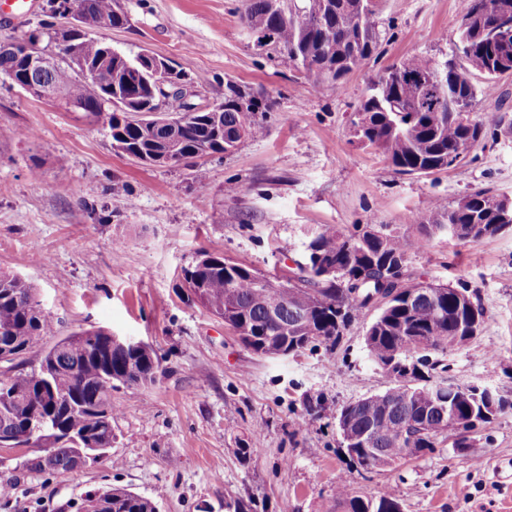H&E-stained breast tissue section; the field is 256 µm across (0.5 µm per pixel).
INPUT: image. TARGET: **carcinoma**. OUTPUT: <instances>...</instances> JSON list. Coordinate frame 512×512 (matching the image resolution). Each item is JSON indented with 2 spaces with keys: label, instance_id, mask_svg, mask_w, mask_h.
Returning <instances> with one entry per match:
<instances>
[{
  "label": "carcinoma",
  "instance_id": "1",
  "mask_svg": "<svg viewBox=\"0 0 512 512\" xmlns=\"http://www.w3.org/2000/svg\"><path fill=\"white\" fill-rule=\"evenodd\" d=\"M381 0H244L241 19L251 35L261 34L271 47L306 75L334 89L354 68L379 56ZM56 20L41 23L24 37L0 42V76H11L9 87L27 91L34 81L55 92L51 101L67 112H81L91 121L108 115V132L123 154L153 164L154 154L169 149L174 163L207 177L204 160L225 154L238 132L263 134L256 112H272L276 101L258 99L236 84H227L224 102L195 107L179 98L166 104L182 120L176 137L165 126H150L137 115L157 108L154 64L112 47L93 33L100 26L130 25L116 0H69ZM512 12V0H462L457 41L467 47L443 62L414 56L384 69L369 88L357 112L366 116L367 147L381 153L402 175H429L460 165L485 140L484 123L457 104L473 107L477 96L496 86L499 72L491 62L512 65V40H488L487 30L501 12ZM429 72L435 83L407 75ZM482 78L484 85L475 83ZM497 195L477 190L463 208L436 200L429 215L404 228L383 230L365 225L363 235L335 226L322 227L309 241L306 264L298 265L297 283L277 295L266 288L267 277L253 268L200 252L184 270L194 302L222 318L251 352L266 358L294 356L315 341L336 345L351 312L370 303L375 282L390 281L392 298L368 327L367 357L391 378L380 393L344 406L337 417L347 429L350 461L369 472L406 457L435 452L447 440L457 451L468 448L462 432L473 421L512 412V396L497 395L488 408L487 390L474 385L434 382L447 368L445 355L466 345L474 317L485 323L486 310L476 291L459 287L475 306L460 300L450 286L411 281L407 253L412 239L445 232L449 216L466 233L459 241L497 236L487 231ZM336 265V278L322 275L314 257ZM34 288L25 279L0 272V343L11 342L17 361L0 370V439L28 433L41 420L50 440L51 458L36 457L30 469L63 474L75 467L76 449L85 436L103 448L112 447V391L138 388L155 381L158 360L143 342L115 345L112 334L86 329L47 348L38 368L26 369V355L45 336L55 333L48 316L35 310ZM342 512H400L393 494L381 489L370 496L354 495L342 482L336 489ZM78 512H154V502L123 487L86 495Z\"/></svg>",
  "mask_w": 512,
  "mask_h": 512
}]
</instances>
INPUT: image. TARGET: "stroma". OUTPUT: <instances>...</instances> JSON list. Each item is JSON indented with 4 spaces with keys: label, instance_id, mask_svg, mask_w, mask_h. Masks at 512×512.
<instances>
[{
    "label": "stroma",
    "instance_id": "stroma-1",
    "mask_svg": "<svg viewBox=\"0 0 512 512\" xmlns=\"http://www.w3.org/2000/svg\"><path fill=\"white\" fill-rule=\"evenodd\" d=\"M124 28H97L113 48L148 49L194 82L195 103L223 102L227 82L275 111L265 132L207 159L205 183L185 166L153 167L117 152L102 126L56 103L0 84V270L35 290L54 340L102 328L149 343L152 385L112 398L111 461L56 475L28 469L32 448H0V512H76L82 495L124 487L159 512H337L336 487L389 488L401 512H512V412L494 417L472 448L408 458L358 473L337 428L340 409L384 390L389 377L364 351L377 305L355 309L334 350L311 343L295 356L244 348L223 320L188 299L183 271L201 250L286 279L325 225L390 230L480 189L512 196V105L478 98L487 147L427 177L395 173L355 142L351 122L377 74L411 56L453 54L458 0H384L380 56L336 89L258 48L243 0H118ZM26 130L23 138L11 137ZM125 186L122 196L108 188ZM416 281H465L486 310L478 336L447 355L449 378L512 391V234L478 242L437 233L407 254Z\"/></svg>",
    "mask_w": 512,
    "mask_h": 512
}]
</instances>
